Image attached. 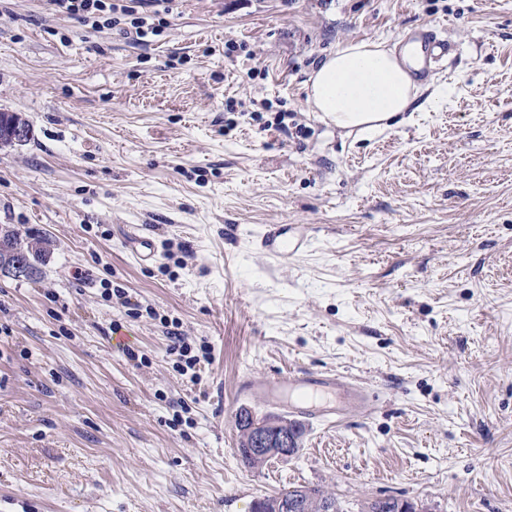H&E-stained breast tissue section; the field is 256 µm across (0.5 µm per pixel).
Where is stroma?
I'll list each match as a JSON object with an SVG mask.
<instances>
[{
    "label": "stroma",
    "mask_w": 512,
    "mask_h": 512,
    "mask_svg": "<svg viewBox=\"0 0 512 512\" xmlns=\"http://www.w3.org/2000/svg\"><path fill=\"white\" fill-rule=\"evenodd\" d=\"M9 7L0 112L32 137L0 147V225L53 256L0 276V512H249L293 485L512 512V0H176L146 45ZM422 23L455 50L389 128L312 111L327 53ZM267 224L309 248L262 254ZM174 330L208 361L177 368ZM300 371L373 404L245 466L237 410H285L239 379Z\"/></svg>",
    "instance_id": "stroma-1"
}]
</instances>
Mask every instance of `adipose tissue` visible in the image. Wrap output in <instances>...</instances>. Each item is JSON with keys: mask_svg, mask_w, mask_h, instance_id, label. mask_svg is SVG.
I'll list each match as a JSON object with an SVG mask.
<instances>
[{"mask_svg": "<svg viewBox=\"0 0 512 512\" xmlns=\"http://www.w3.org/2000/svg\"><path fill=\"white\" fill-rule=\"evenodd\" d=\"M414 64L410 50L399 51L381 41L345 43L313 72L308 92L311 109L342 129L369 122L385 128L417 97L409 74Z\"/></svg>", "mask_w": 512, "mask_h": 512, "instance_id": "obj_1", "label": "adipose tissue"}]
</instances>
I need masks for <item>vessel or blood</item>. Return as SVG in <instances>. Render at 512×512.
<instances>
[{
	"mask_svg": "<svg viewBox=\"0 0 512 512\" xmlns=\"http://www.w3.org/2000/svg\"><path fill=\"white\" fill-rule=\"evenodd\" d=\"M410 40L417 44L422 55L417 77L428 76L433 65L448 55L447 40L431 27L416 28ZM255 243L260 252L288 262L307 248L308 238L297 232L295 225L269 224L257 235ZM238 391L243 395L263 393L272 405L331 423L347 410L364 409L369 405L367 390L357 381L337 373L314 376L302 372L274 379L250 374L239 380Z\"/></svg>",
	"mask_w": 512,
	"mask_h": 512,
	"instance_id": "vessel-or-blood-1",
	"label": "vessel or blood"
}]
</instances>
